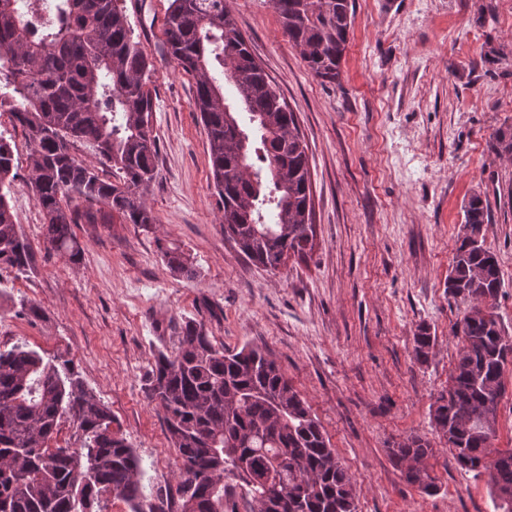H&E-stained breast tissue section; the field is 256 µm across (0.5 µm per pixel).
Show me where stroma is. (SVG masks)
<instances>
[{"mask_svg": "<svg viewBox=\"0 0 512 512\" xmlns=\"http://www.w3.org/2000/svg\"><path fill=\"white\" fill-rule=\"evenodd\" d=\"M170 0H123L151 57L155 178L145 198L157 222L75 227L82 261L43 245L25 182L13 205L33 248L24 272L0 270V349L16 344L72 359L141 460L146 502L177 512L176 460L164 414L146 394L156 354L185 321L215 344H251L305 398L355 478L357 512H496L488 475L462 470L434 431L430 407L448 387L465 304L446 288L463 208L486 199L483 226L502 287L496 312L512 333V159L488 147L512 128V0H351L338 81L315 77L284 34L272 0H227L256 61L294 112L307 147L315 246L307 261L268 270L224 236L207 131L193 82L164 43ZM175 244L198 276H175L160 244ZM39 319L28 318V304ZM435 338L414 355L419 325ZM428 437L438 489L408 484L390 455Z\"/></svg>", "mask_w": 512, "mask_h": 512, "instance_id": "stroma-1", "label": "stroma"}]
</instances>
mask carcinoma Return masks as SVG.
I'll return each instance as SVG.
<instances>
[{"label":"carcinoma","mask_w":512,"mask_h":512,"mask_svg":"<svg viewBox=\"0 0 512 512\" xmlns=\"http://www.w3.org/2000/svg\"><path fill=\"white\" fill-rule=\"evenodd\" d=\"M283 32L317 78L334 82L351 27L350 0H273ZM40 29L23 0H0V117L22 128L30 147L28 183L43 216L46 248L77 264L73 225L157 223L144 191L155 177L157 142L150 124L152 61L135 41L118 0H50ZM165 45L194 79V109L209 140L211 173L224 237L250 261L277 270L313 249L309 163L293 112L253 57L226 0H170ZM236 90L234 101L224 84ZM91 146L112 177L78 160ZM490 148L512 157V130ZM19 164L0 133V268L30 267L31 244L19 232L11 188ZM489 221L479 195L464 206L463 227ZM177 276L197 270L176 246L160 247ZM501 270L485 238L458 236L448 294L467 307L452 328L459 338L448 391L431 405L437 432L457 465L486 472L500 512H512V448L493 446L512 363V338L495 305ZM172 350L155 359L148 397L164 413L173 447L180 512H356V481L336 457L306 400L258 347L217 346L201 322L175 331ZM434 345L422 324L414 352ZM61 355L44 358L16 344L0 349V512H104L108 498L131 512H164L140 492V459L112 430V414ZM72 420L75 446H51L59 421ZM436 449L410 435L390 454L405 481L437 491L428 467ZM198 462L204 474L185 467Z\"/></svg>","instance_id":"cac0c4a2"}]
</instances>
